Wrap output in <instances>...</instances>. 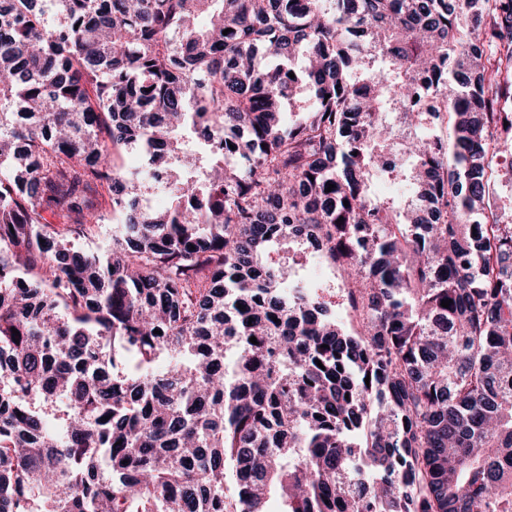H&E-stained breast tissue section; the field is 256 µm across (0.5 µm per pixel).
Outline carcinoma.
<instances>
[{"label": "carcinoma", "mask_w": 512, "mask_h": 512, "mask_svg": "<svg viewBox=\"0 0 512 512\" xmlns=\"http://www.w3.org/2000/svg\"><path fill=\"white\" fill-rule=\"evenodd\" d=\"M508 102L512 0H0V512H512ZM112 221L95 227L92 233L85 237L73 240L76 248L82 250L106 251L112 245ZM304 273L313 279L324 280L330 283L334 281L336 275V294L331 298L334 305L332 309L336 311V320L342 326L343 330L347 333H352L357 328V323L341 305V288L343 285L342 277L340 276L338 269H335L332 265L323 261L321 258L316 257L308 259V264Z\"/></svg>", "instance_id": "carcinoma-1"}]
</instances>
